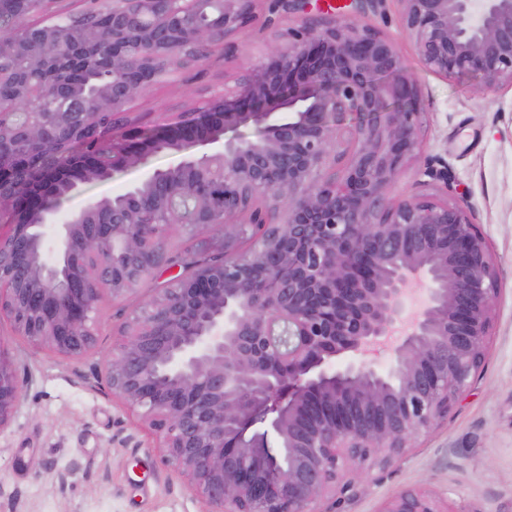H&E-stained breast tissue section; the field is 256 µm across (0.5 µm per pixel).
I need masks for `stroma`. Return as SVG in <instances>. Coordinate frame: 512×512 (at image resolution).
Listing matches in <instances>:
<instances>
[{
    "label": "stroma",
    "mask_w": 512,
    "mask_h": 512,
    "mask_svg": "<svg viewBox=\"0 0 512 512\" xmlns=\"http://www.w3.org/2000/svg\"><path fill=\"white\" fill-rule=\"evenodd\" d=\"M324 2L310 0L307 13L291 15L274 0H260L256 19L134 99L130 120L149 133L176 113L204 107L212 94L233 87L274 38L319 20ZM401 14L400 0H386L364 21L395 39L421 88L422 152L447 161L452 198L471 207L489 239L499 294L488 354L467 394L405 459L346 493L337 512H378L384 499L410 487L435 492L450 512H512V89L493 95L477 74L444 78L427 70L402 34ZM202 152L190 146L149 153L108 180L78 183L56 220ZM180 272L164 266L135 296L104 295L97 345L78 359L32 348L9 320L0 321V336L10 338L12 354L30 373L18 411L0 428V512H206L186 481L163 464L155 438L98 382L130 313Z\"/></svg>",
    "instance_id": "obj_1"
}]
</instances>
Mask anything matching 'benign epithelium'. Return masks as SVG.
Listing matches in <instances>:
<instances>
[{"label": "benign epithelium", "instance_id": "1", "mask_svg": "<svg viewBox=\"0 0 512 512\" xmlns=\"http://www.w3.org/2000/svg\"><path fill=\"white\" fill-rule=\"evenodd\" d=\"M151 21L112 9V93L120 113L154 83L157 54L127 47L193 21L198 0H133ZM257 0H224V35L254 18ZM403 33L425 67L512 88V0H400ZM288 30L210 109L180 112L150 135L112 130V169L175 144L211 151L182 161L224 170L215 203L179 185L166 206L205 236L187 272L156 289L104 360L107 392L164 448L207 512H335L346 477L403 459L444 420L485 358L497 272L488 239L448 199V163L421 155V90L396 41L350 13ZM254 122L255 140L224 138ZM36 114L19 130L46 137ZM411 160L430 190L390 196ZM23 159L0 149V183ZM45 194L0 193V318L34 349L79 358L97 341V309L137 293L164 251L154 224L112 209L90 231L92 203L62 224ZM25 212L39 223L22 224ZM423 306L405 315L413 294ZM388 347L390 365L374 358ZM24 377L0 337V427L18 410ZM379 512H449L407 488Z\"/></svg>", "mask_w": 512, "mask_h": 512}]
</instances>
